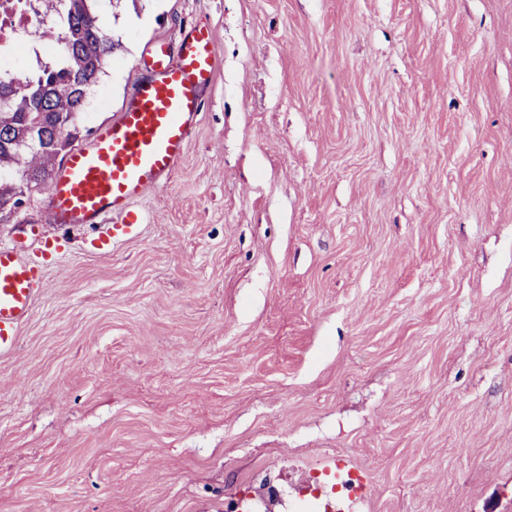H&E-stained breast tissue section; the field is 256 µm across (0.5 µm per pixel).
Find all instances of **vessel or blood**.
Here are the masks:
<instances>
[{"label": "vessel or blood", "instance_id": "obj_1", "mask_svg": "<svg viewBox=\"0 0 512 512\" xmlns=\"http://www.w3.org/2000/svg\"><path fill=\"white\" fill-rule=\"evenodd\" d=\"M216 45L210 28L185 31L178 51L156 41L147 74L131 89L112 123L72 151L57 169L42 209L60 226L102 224L94 245L137 236V209L147 188L170 177L199 123L202 98L214 79ZM46 265L0 244V355L10 354L31 315Z\"/></svg>", "mask_w": 512, "mask_h": 512}]
</instances>
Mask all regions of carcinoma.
<instances>
[{"label":"carcinoma","instance_id":"cac0c4a2","mask_svg":"<svg viewBox=\"0 0 512 512\" xmlns=\"http://www.w3.org/2000/svg\"><path fill=\"white\" fill-rule=\"evenodd\" d=\"M87 0H50L65 28L58 60L35 82L3 92L8 105L0 109V170L23 166L22 185L29 189L52 177L57 158H63L78 138L76 119L83 112L89 88L96 84L112 55V38Z\"/></svg>","mask_w":512,"mask_h":512}]
</instances>
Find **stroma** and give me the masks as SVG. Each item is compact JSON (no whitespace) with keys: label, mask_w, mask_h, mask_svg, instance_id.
<instances>
[{"label":"stroma","mask_w":512,"mask_h":512,"mask_svg":"<svg viewBox=\"0 0 512 512\" xmlns=\"http://www.w3.org/2000/svg\"><path fill=\"white\" fill-rule=\"evenodd\" d=\"M79 142L206 23L196 133L137 237L44 223L0 358V512H224L342 460L363 512H512V0H99Z\"/></svg>","instance_id":"35a3bbf8"}]
</instances>
